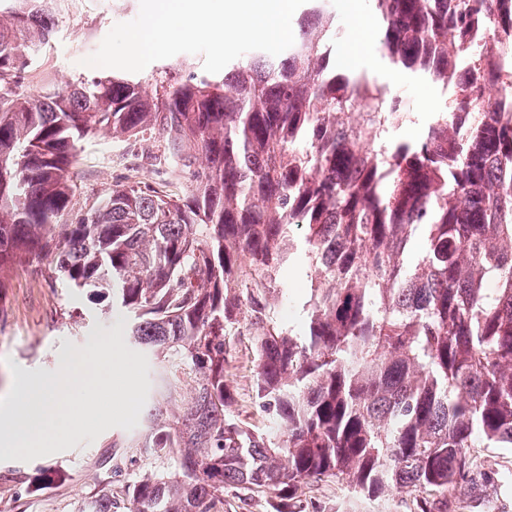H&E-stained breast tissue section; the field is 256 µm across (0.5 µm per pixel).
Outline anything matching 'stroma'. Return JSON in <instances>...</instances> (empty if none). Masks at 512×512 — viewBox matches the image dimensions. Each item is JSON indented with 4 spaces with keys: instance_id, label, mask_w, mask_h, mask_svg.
<instances>
[{
    "instance_id": "stroma-1",
    "label": "stroma",
    "mask_w": 512,
    "mask_h": 512,
    "mask_svg": "<svg viewBox=\"0 0 512 512\" xmlns=\"http://www.w3.org/2000/svg\"><path fill=\"white\" fill-rule=\"evenodd\" d=\"M330 5L347 25L357 10L369 19L365 31L348 26L346 38L336 50L337 70L377 82L390 99L399 97L419 106L422 100H430L417 123L391 134L396 142L423 136L446 97L442 86L424 75L392 68L379 51L381 20L363 0H330ZM139 11L140 0H56L52 7L54 39L32 62L35 79L62 85L122 77V70L90 68L84 61L98 50L115 24L135 19ZM203 63L202 55L180 53L151 63L133 78L150 89L160 79L184 81L193 74L204 75ZM167 148L165 138L149 132L120 139H86L72 174L76 206L95 201L122 182H146L172 195H189L196 186L194 174L203 164L197 160L183 170L167 162L156 163V156L165 154ZM47 269V261L36 260L0 272L5 283L0 290V386L14 365L34 379L55 373L74 347L86 346L103 329L100 322L88 318L87 299L49 278ZM252 341L245 330L231 337L226 375L236 420L264 430L273 427L274 421L255 400ZM147 431L148 420L143 417L133 429L113 427L63 452L29 462H0V512H85L102 497L121 498L132 479L174 471L175 456L112 445L113 440L138 438ZM413 501V493L406 490L369 501L345 489L338 479L326 478L318 481L302 502L286 506L265 492L231 491L224 495V512H280L284 507L289 512H411Z\"/></svg>"
}]
</instances>
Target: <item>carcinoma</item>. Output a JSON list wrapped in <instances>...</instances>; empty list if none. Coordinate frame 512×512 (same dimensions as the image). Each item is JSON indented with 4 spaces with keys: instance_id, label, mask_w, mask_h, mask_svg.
Returning <instances> with one entry per match:
<instances>
[{
    "instance_id": "1",
    "label": "carcinoma",
    "mask_w": 512,
    "mask_h": 512,
    "mask_svg": "<svg viewBox=\"0 0 512 512\" xmlns=\"http://www.w3.org/2000/svg\"><path fill=\"white\" fill-rule=\"evenodd\" d=\"M40 6L0 18V270L50 275L126 318L133 344L172 358L189 396L149 408L135 448L177 469L91 512H224V490L283 501L324 477L415 512H465L480 448H512V0H368L380 51L454 93L416 144L389 134L410 106L329 66L340 27L307 0L294 44L251 51L224 80L38 86L55 24ZM496 89L491 103L484 92ZM172 138L206 160L187 197L116 184L74 208L79 144L98 133ZM423 245L405 263L417 231ZM304 255L300 330L277 308ZM497 288L485 293L483 284ZM255 336V391L280 434L230 416L227 337Z\"/></svg>"
}]
</instances>
